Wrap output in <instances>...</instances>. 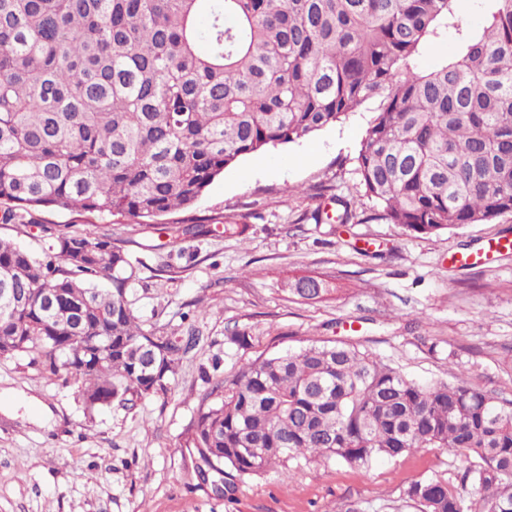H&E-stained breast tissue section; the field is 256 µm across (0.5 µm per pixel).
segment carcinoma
<instances>
[{"instance_id":"cac0c4a2","label":"carcinoma","mask_w":512,"mask_h":512,"mask_svg":"<svg viewBox=\"0 0 512 512\" xmlns=\"http://www.w3.org/2000/svg\"><path fill=\"white\" fill-rule=\"evenodd\" d=\"M0 0V224L39 208L153 219L192 206L224 169L379 102L356 156L382 219L415 235L512 214V0ZM453 32L426 70L422 47ZM317 221L355 218L336 211ZM105 279L112 288L98 287ZM128 254L108 235L55 231L42 255L0 238V352L82 380L89 410L167 390L195 332L158 336L127 299ZM328 291L313 276L291 292ZM46 298L56 303L48 311ZM186 447L258 475L294 454L367 467L420 448L466 462L456 487L417 480L422 512H512V400L418 382L358 347L313 340L216 382Z\"/></svg>"}]
</instances>
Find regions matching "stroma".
<instances>
[{"mask_svg":"<svg viewBox=\"0 0 512 512\" xmlns=\"http://www.w3.org/2000/svg\"><path fill=\"white\" fill-rule=\"evenodd\" d=\"M378 108L369 102L296 143L243 157L190 208L151 224L45 208L33 224H0V237L42 254L47 228L111 236L131 256L128 300L158 334L199 330L166 392L128 395L86 410L76 377L51 375L29 355H0V512H418L404 498L413 481L458 484L464 457L422 448L366 468L298 456L239 476L231 496L195 473L186 441L199 406L241 365L343 338L419 381L463 374L474 387L512 398V215L413 236L375 219L357 192L355 157ZM350 201L358 220L318 223L316 207ZM241 224L240 236L224 233ZM204 225L174 237L171 229ZM471 256L468 265L459 259ZM321 276L322 298L294 295L302 276ZM250 336L249 346L232 342Z\"/></svg>","mask_w":512,"mask_h":512,"instance_id":"35a3bbf8","label":"stroma"}]
</instances>
